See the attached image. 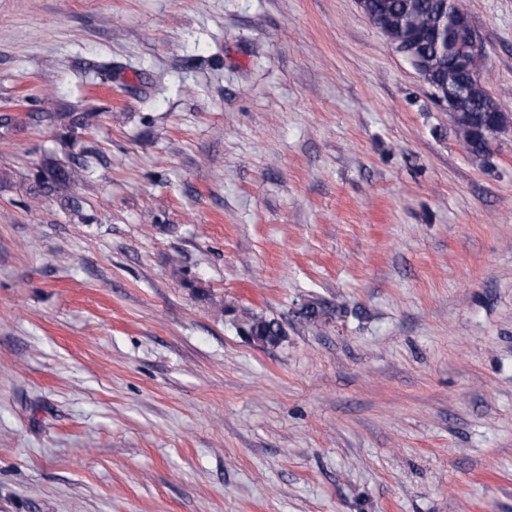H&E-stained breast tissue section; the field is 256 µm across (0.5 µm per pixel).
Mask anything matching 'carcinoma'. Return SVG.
<instances>
[{
  "label": "carcinoma",
  "mask_w": 512,
  "mask_h": 512,
  "mask_svg": "<svg viewBox=\"0 0 512 512\" xmlns=\"http://www.w3.org/2000/svg\"><path fill=\"white\" fill-rule=\"evenodd\" d=\"M368 11L384 18L386 35L420 60V74L444 92L461 97L466 113L479 118L478 129L455 122V129L466 151L489 162L491 142L500 129L492 125L489 113L482 111L493 100L481 81L483 62L474 63V76L459 75L455 59L459 55L456 40L449 34L443 0H366ZM240 325L261 345H276L284 336L282 325L274 318L248 314Z\"/></svg>",
  "instance_id": "carcinoma-1"
}]
</instances>
